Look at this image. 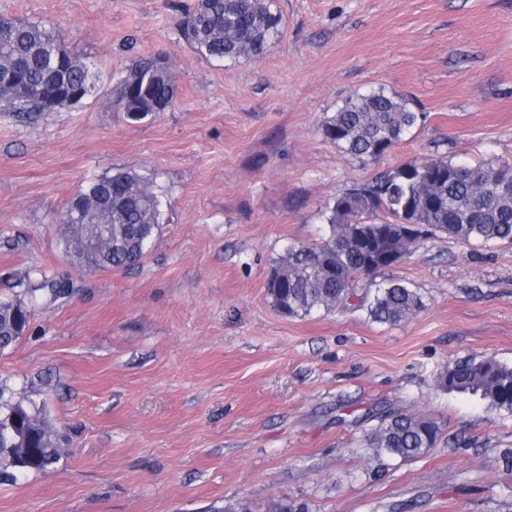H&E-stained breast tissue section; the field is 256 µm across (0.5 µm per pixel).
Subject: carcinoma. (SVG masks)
<instances>
[{"instance_id":"carcinoma-1","label":"carcinoma","mask_w":512,"mask_h":512,"mask_svg":"<svg viewBox=\"0 0 512 512\" xmlns=\"http://www.w3.org/2000/svg\"><path fill=\"white\" fill-rule=\"evenodd\" d=\"M274 0H196L181 22L194 52L206 60L256 59L283 33L282 15ZM10 74L26 78L20 96L0 90V103L11 112H43L52 85L66 81L85 97L98 91L96 73L68 50L58 27L0 15V83ZM175 84L161 55L139 58L117 83L115 106L132 121L155 111V104L175 98ZM402 96L383 87L346 98L322 125L323 135L345 156L375 161L404 141L422 122ZM155 182L118 172L92 179L79 193L87 206H69L62 217L59 249L79 240L87 224L112 225V240L92 255L77 254L82 267L107 269L139 265L148 255L160 210ZM327 229L318 242L289 244L268 278L267 294L275 308L290 317L362 310L369 320L394 325L415 316L424 306L409 283L392 279L369 282L376 272L393 267L423 236L444 234L466 244H512V164L454 162L435 156L385 171L355 184L328 200L321 211ZM18 291L0 298V352L24 336L16 313L26 317L40 299L55 302L73 285L45 271L26 276ZM448 394L467 393L488 408L512 416V365L493 357L467 356L445 367L436 379ZM17 413L22 441L0 447V485L15 483V458L24 455L26 472H44L73 451L71 441L50 421L44 407L24 393L0 385V414ZM362 447L377 460L409 462L435 447L441 429L414 413L382 410L368 416Z\"/></svg>"}]
</instances>
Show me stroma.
Wrapping results in <instances>:
<instances>
[{"mask_svg": "<svg viewBox=\"0 0 512 512\" xmlns=\"http://www.w3.org/2000/svg\"><path fill=\"white\" fill-rule=\"evenodd\" d=\"M194 0H0V15L60 25L98 74L80 104L0 107V298L42 269L73 293L36 309L0 353L71 434L52 469L0 485V512H512V417L437 389L466 356L512 365V245L426 236L376 279L418 288L396 324L365 313L283 315L266 282L291 242L320 239L328 199L381 171L444 155L512 162V0H275L283 35L260 58L207 62L179 21ZM169 58L172 106L133 122L113 90L140 57ZM385 87L424 115L377 162L322 133L351 94ZM151 178L161 226L144 262L89 272L57 246L91 179ZM386 407L434 419L420 459H373Z\"/></svg>", "mask_w": 512, "mask_h": 512, "instance_id": "obj_1", "label": "stroma"}]
</instances>
